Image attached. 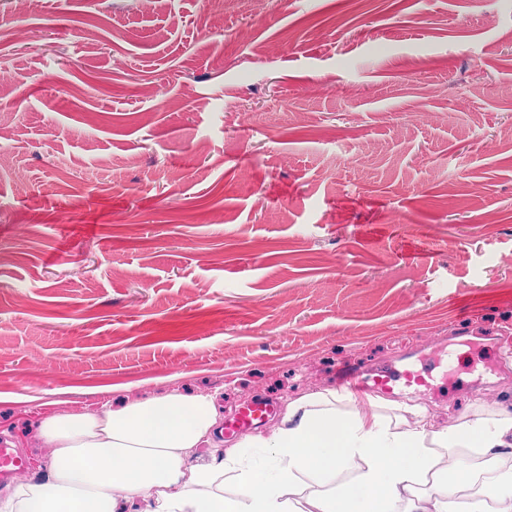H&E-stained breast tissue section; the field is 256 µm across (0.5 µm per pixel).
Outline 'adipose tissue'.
<instances>
[{
  "label": "adipose tissue",
  "mask_w": 512,
  "mask_h": 512,
  "mask_svg": "<svg viewBox=\"0 0 512 512\" xmlns=\"http://www.w3.org/2000/svg\"><path fill=\"white\" fill-rule=\"evenodd\" d=\"M475 405L437 429L419 403L306 393L279 426L202 463L194 452L221 420L213 396L57 412L38 424L48 476L9 489L0 512H512V412Z\"/></svg>",
  "instance_id": "adipose-tissue-1"
}]
</instances>
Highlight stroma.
I'll list each match as a JSON object with an SVG mask.
<instances>
[{
	"label": "stroma",
	"instance_id": "obj_1",
	"mask_svg": "<svg viewBox=\"0 0 512 512\" xmlns=\"http://www.w3.org/2000/svg\"><path fill=\"white\" fill-rule=\"evenodd\" d=\"M0 71L27 480L39 419L109 399L230 414L408 361L436 427L512 409V0H0Z\"/></svg>",
	"mask_w": 512,
	"mask_h": 512
}]
</instances>
